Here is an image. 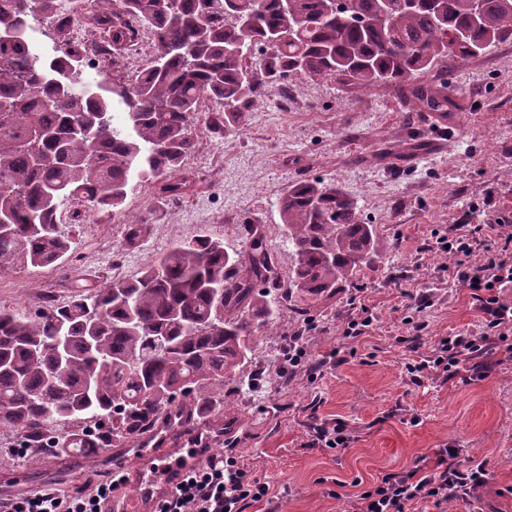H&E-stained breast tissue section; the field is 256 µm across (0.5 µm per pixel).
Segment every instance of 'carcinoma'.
<instances>
[{"instance_id": "cac0c4a2", "label": "carcinoma", "mask_w": 512, "mask_h": 512, "mask_svg": "<svg viewBox=\"0 0 512 512\" xmlns=\"http://www.w3.org/2000/svg\"><path fill=\"white\" fill-rule=\"evenodd\" d=\"M90 0L88 23L105 34L112 65L139 28L153 35L155 60L133 83L85 81L81 51L67 47L37 69L25 36L33 22L63 32L66 0H0V268L73 262L70 234L84 212L122 209L132 182L158 195L188 196L183 167L198 146L195 115L220 107L215 133L240 130L244 113L285 77H334L365 89L393 85L416 105L447 115V87L413 82L440 61H456L512 39V0ZM466 43L452 46L450 34ZM257 47L268 64L244 62ZM126 118L112 123V106ZM291 251L286 285L262 234L243 254L208 236L183 241L133 280L79 289L62 306L31 317L0 309V424L25 448L65 454L121 443L178 417L205 422L224 396V378L252 356L253 336L279 319V298L298 315L352 284L384 241L336 185L301 180L278 201ZM150 232L127 224L123 243ZM69 341L57 364L51 342Z\"/></svg>"}]
</instances>
